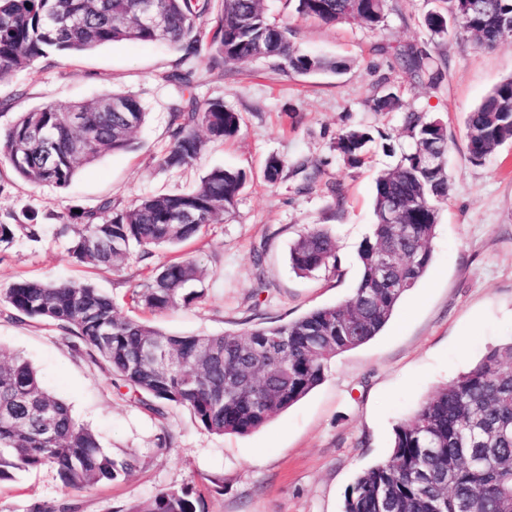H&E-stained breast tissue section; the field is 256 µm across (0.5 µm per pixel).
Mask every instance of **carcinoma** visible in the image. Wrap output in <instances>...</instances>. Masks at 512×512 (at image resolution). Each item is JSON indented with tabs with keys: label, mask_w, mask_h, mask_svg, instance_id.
Returning a JSON list of instances; mask_svg holds the SVG:
<instances>
[{
	"label": "carcinoma",
	"mask_w": 512,
	"mask_h": 512,
	"mask_svg": "<svg viewBox=\"0 0 512 512\" xmlns=\"http://www.w3.org/2000/svg\"><path fill=\"white\" fill-rule=\"evenodd\" d=\"M143 0H0V75L25 69L50 52L88 51L124 42L164 41L185 70L169 80L191 87L194 63L207 52L211 66L246 67L257 59L281 61L297 73L339 75L347 64L296 50L290 30L268 20L263 0H152L165 20L162 33L140 23ZM297 12L326 24L356 20L377 30L387 0H295ZM485 48L512 38V0H448V13L430 14L433 37L448 34V19ZM401 66L431 81L441 76L429 54H400ZM146 117L135 98L106 95L90 103L44 105L23 113L0 134V157L24 180L68 186L77 171L106 152L132 147ZM171 141L160 165L180 170L202 151L199 127L210 138L236 136L241 116L220 100H182L171 118ZM410 139L396 166L375 182L371 234L360 243L361 276L350 298L311 310L290 322L244 333L210 336L166 334L121 315L112 298L89 283L22 280L0 292L17 313L49 321L73 335L89 355L107 363L115 382L159 412L187 408L209 432L244 435L265 425L304 398L326 378L331 361L378 335L401 298L426 275L436 203L448 197V135L443 123L408 112ZM467 148L475 163L512 141V77L494 87L468 114ZM60 149L45 158L39 135ZM372 134L364 127L343 131L335 150L351 166L364 160ZM245 175L215 168L191 192L152 195L118 209L106 200L96 208L69 212L68 253L78 263L119 268L134 248L176 246L232 212ZM398 223H384L387 210ZM39 224L0 223V247L22 231L40 236ZM390 280L379 278L383 261ZM299 275L339 273L335 240L323 228L299 236L290 250ZM206 269L186 258L153 271L130 300L151 311L186 307L204 296ZM56 468L66 488H88L131 472L137 459L117 460L103 451L96 434L75 423L70 407L48 392L23 356L0 350V482L42 466ZM187 492L163 491L136 512H199ZM343 512H512V342L488 351L469 371L428 395L413 415L393 430L388 461L358 474L345 494Z\"/></svg>",
	"instance_id": "obj_1"
}]
</instances>
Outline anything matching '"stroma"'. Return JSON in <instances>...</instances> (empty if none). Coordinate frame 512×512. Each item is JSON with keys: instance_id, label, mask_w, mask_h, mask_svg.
<instances>
[{"instance_id": "35a3bbf8", "label": "stroma", "mask_w": 512, "mask_h": 512, "mask_svg": "<svg viewBox=\"0 0 512 512\" xmlns=\"http://www.w3.org/2000/svg\"><path fill=\"white\" fill-rule=\"evenodd\" d=\"M446 8L445 0H388L385 23L373 31L354 21L302 18L293 0H265L270 21L288 26L300 51L346 60L349 69L301 75L259 60L242 72L199 59L193 95L239 112L241 129L233 139L206 142L177 172L159 163L183 99L168 79L182 67L168 45L118 42L52 54L0 77L1 133L33 108L112 93L133 96L146 112L131 149L103 154L65 188L28 183L0 159V222L23 224L33 214L43 226L39 240L19 235L0 249V291L19 279L88 281L127 316L129 292L146 269L197 257L208 271L203 298L141 314L169 334L241 333L346 301L360 277L358 246L375 221V179L399 157L376 143L364 164L350 167L333 148L337 135L361 126L398 147L408 142L403 113L425 112L445 123L449 145V192L438 206L425 277L378 336L336 356L319 386L252 433H210L181 406L148 409L116 388L108 365L75 347L73 337L0 301V349L24 356L43 387L70 404L76 422L96 432L104 451L138 460L125 477L89 489L65 488L51 466L22 473L0 484V512H130L171 489L188 491L201 512H342L357 474L389 459L394 427L489 348L512 340V142L475 164L466 139L468 112L512 77V38L487 49L463 33L431 36L425 16ZM410 47L444 60L438 82L401 67L398 53ZM384 92L399 99V111H373V99ZM271 156L285 162L273 184L264 177ZM216 167L247 175L233 219L209 225L197 240L152 249L147 259L131 255L114 270L69 258L60 229L71 209L187 192ZM315 227L334 235L339 274L305 278L293 271L289 250Z\"/></svg>"}]
</instances>
